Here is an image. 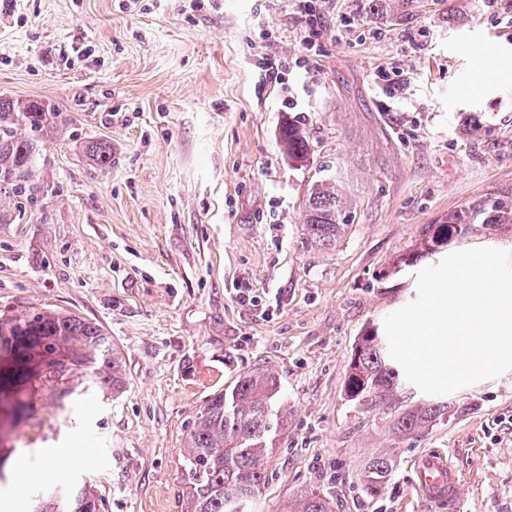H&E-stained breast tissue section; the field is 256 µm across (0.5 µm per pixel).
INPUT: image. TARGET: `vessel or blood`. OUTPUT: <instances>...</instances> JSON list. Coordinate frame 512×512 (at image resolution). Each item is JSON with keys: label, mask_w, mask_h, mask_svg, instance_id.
Returning a JSON list of instances; mask_svg holds the SVG:
<instances>
[{"label": "vessel or blood", "mask_w": 512, "mask_h": 512, "mask_svg": "<svg viewBox=\"0 0 512 512\" xmlns=\"http://www.w3.org/2000/svg\"><path fill=\"white\" fill-rule=\"evenodd\" d=\"M414 486L419 496L433 504L437 512H444L459 496V477L447 454L436 450L424 452L418 458Z\"/></svg>", "instance_id": "vessel-or-blood-1"}]
</instances>
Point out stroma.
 Masks as SVG:
<instances>
[{"label": "stroma", "instance_id": "35a3bbf8", "mask_svg": "<svg viewBox=\"0 0 512 512\" xmlns=\"http://www.w3.org/2000/svg\"><path fill=\"white\" fill-rule=\"evenodd\" d=\"M0 0V94L72 116L50 145L43 197L0 224V312L59 309L122 351V391L83 410L51 385L0 454L29 486L88 484L100 512H185V439L205 401L256 369L278 373L286 432L249 512L325 497L331 512H429L412 488L447 452L451 512H512V373L431 396L444 420L402 437L393 414L349 400L360 336L411 298L394 271L422 229L512 188V5L507 0ZM280 59L281 77L261 58ZM311 156L288 163L285 118ZM481 127L468 130V120ZM107 143L112 165L87 148ZM341 169L357 219L335 247L307 241L309 186ZM249 294L241 302V294ZM386 454L371 496L360 475ZM392 470L389 457L377 454L373 456L361 474V481L373 496L380 493Z\"/></svg>", "mask_w": 512, "mask_h": 512}]
</instances>
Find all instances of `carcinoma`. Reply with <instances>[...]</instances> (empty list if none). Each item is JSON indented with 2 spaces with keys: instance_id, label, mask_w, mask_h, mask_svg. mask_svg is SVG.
<instances>
[{
  "instance_id": "obj_1",
  "label": "carcinoma",
  "mask_w": 512,
  "mask_h": 512,
  "mask_svg": "<svg viewBox=\"0 0 512 512\" xmlns=\"http://www.w3.org/2000/svg\"><path fill=\"white\" fill-rule=\"evenodd\" d=\"M72 119L36 99L0 95V224L20 223L28 207L43 197L46 146L72 134ZM288 160L304 164L309 136L300 119L280 130ZM357 210L336 171L315 180L304 207V231L315 245H336L355 223ZM512 224V189L448 213L422 231L418 246L400 259L412 266L441 252L448 242L476 228L494 230ZM83 391L124 386L120 349L99 325L57 310L31 309L0 314V391L19 394L39 382L56 383L71 376ZM404 372L390 358L388 341L373 329L360 337L350 365L347 394L369 408L396 409L397 388ZM280 380L267 369L244 374L230 389L210 397L196 414L185 448L188 483L186 512H247L264 487L268 445L284 433L287 411L279 400ZM448 413L445 405L412 407L397 413L395 425L412 435ZM392 470L391 459L373 456L361 481L378 495ZM28 512H98V497L86 485L44 488L29 499ZM295 512H329L319 495L301 499Z\"/></svg>"
}]
</instances>
